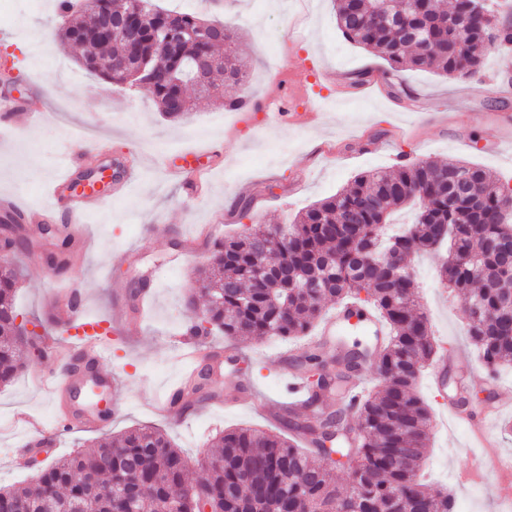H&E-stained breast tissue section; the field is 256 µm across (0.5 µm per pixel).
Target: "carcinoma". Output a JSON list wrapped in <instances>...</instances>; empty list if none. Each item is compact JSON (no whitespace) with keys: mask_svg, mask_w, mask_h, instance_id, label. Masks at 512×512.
Masks as SVG:
<instances>
[{"mask_svg":"<svg viewBox=\"0 0 512 512\" xmlns=\"http://www.w3.org/2000/svg\"><path fill=\"white\" fill-rule=\"evenodd\" d=\"M494 0H336L344 37L382 56L395 72L435 67L446 76L474 75L495 43H512V27L495 28ZM57 0L55 39L80 44L89 71L117 86L145 84L163 115L174 111V95L193 84L195 60L232 46L238 32L213 19L160 8L156 0H98V10H76ZM217 33L199 41L188 31ZM233 84L246 82L248 67L234 56L224 72ZM416 207L415 220L386 233L397 210ZM11 251L30 245L19 225L6 227ZM512 188L487 170L462 162L403 163L394 171H368L333 196L310 205L291 224H257L211 244L209 264L197 270L194 290L206 300L204 316L190 335L214 330L262 341L305 335L322 317L324 299L370 306L388 326L375 352L382 389L351 408L339 407L302 420L289 430L308 445L281 434L245 427L224 432L219 463L204 478L187 481V461L167 436L150 426L132 428L90 452H78L42 468L0 497L24 502L32 512H109L124 504L120 481L141 484L135 512H455V499L432 494L418 481L426 459L430 414L415 385L422 365L436 353L429 319L417 302L410 267L403 257L447 248L441 266L446 287L464 299L465 330L486 369L512 366ZM16 277L8 255L0 257V385L24 369L18 313L12 297ZM367 353L345 356L348 373L325 372L320 357L306 356L323 378L309 390L349 381ZM220 397L206 367L198 369L174 406H202ZM339 444L349 465L350 485L333 484L322 457L325 442Z\"/></svg>","mask_w":512,"mask_h":512,"instance_id":"1","label":"carcinoma"}]
</instances>
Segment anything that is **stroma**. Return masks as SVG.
Returning <instances> with one entry per match:
<instances>
[{
    "instance_id": "35a3bbf8",
    "label": "stroma",
    "mask_w": 512,
    "mask_h": 512,
    "mask_svg": "<svg viewBox=\"0 0 512 512\" xmlns=\"http://www.w3.org/2000/svg\"><path fill=\"white\" fill-rule=\"evenodd\" d=\"M302 1L221 0L219 9L209 11L202 0H159L163 8L235 26L240 38L232 50L249 62L246 85L226 83L213 97L195 96V108L176 120L164 117L145 89L116 87L81 67V48L49 39L55 0H38L33 7L15 0L8 19H0V62L12 64L16 79L10 86L0 84V94L20 96L29 81L43 89L30 99L28 111L16 116L13 151L0 153V194L28 207L44 206L67 146L83 157L82 173L120 167L133 148L144 172L126 192L113 182L102 190V203L84 226L93 248L74 249L59 273L83 281L89 312L112 324V355L102 370L118 373L120 382L109 393L80 396L87 406L110 409L112 419L100 430L76 424L56 435V409L40 375L59 365L46 353L26 350L24 371L0 387L1 488L28 481V472L15 467L13 453L39 440L54 442L50 457L56 460L131 428L153 426L183 451L188 474L196 480L202 474L199 460L215 453L225 430L250 426L282 432L258 402L283 399L290 371L302 369L300 337L242 341L246 357L238 368L249 385L246 394L225 385L228 366L219 362L212 386L220 399L166 413L148 405L166 394L183 367L173 340L195 319L187 299L195 269L209 259L208 237H224L253 221L288 223L358 174L391 170L403 159L466 161L512 185V86L496 96L482 93L499 79L498 58L488 56L472 77L449 78L431 69L393 73L386 61L344 39L333 0H306V9ZM288 63L319 75L312 97L325 109L317 124L289 119L272 124L259 111L225 110L228 98L265 104ZM214 143L220 153L210 190L186 200L158 156ZM243 198L254 204L244 219L233 209ZM50 252V246L38 245L11 259L19 281L15 306L36 325L50 317L43 278ZM410 265L435 339L467 361L470 389L479 400L493 399L484 365L464 332L462 300L440 283V254H415ZM143 276L154 301L140 317L131 310L130 289ZM506 420L512 421V400L488 426L498 439L492 453L472 447L470 425L452 420L447 430L429 431L425 480L430 491L454 496L456 512H507L498 474L500 460L512 458V440L501 432Z\"/></svg>"
}]
</instances>
